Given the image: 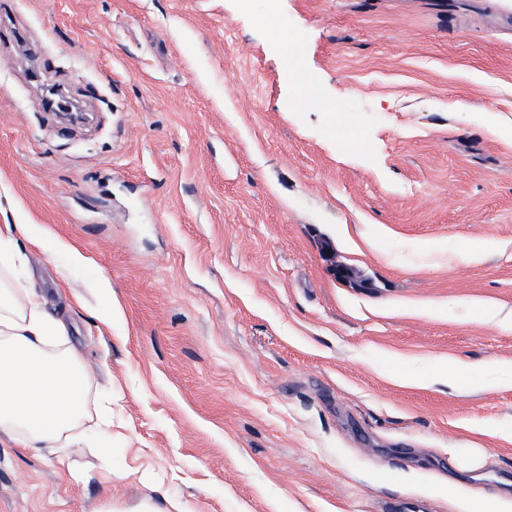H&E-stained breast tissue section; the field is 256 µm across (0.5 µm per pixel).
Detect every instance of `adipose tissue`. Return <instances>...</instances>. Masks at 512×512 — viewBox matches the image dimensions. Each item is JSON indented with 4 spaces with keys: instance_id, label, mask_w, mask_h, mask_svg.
<instances>
[{
    "instance_id": "1",
    "label": "adipose tissue",
    "mask_w": 512,
    "mask_h": 512,
    "mask_svg": "<svg viewBox=\"0 0 512 512\" xmlns=\"http://www.w3.org/2000/svg\"><path fill=\"white\" fill-rule=\"evenodd\" d=\"M28 231L10 224L0 235V432L66 467L85 440L86 421L95 415L109 422L112 406L90 413L92 371L68 348L61 320L45 310L36 285L14 274L25 260L17 239Z\"/></svg>"
}]
</instances>
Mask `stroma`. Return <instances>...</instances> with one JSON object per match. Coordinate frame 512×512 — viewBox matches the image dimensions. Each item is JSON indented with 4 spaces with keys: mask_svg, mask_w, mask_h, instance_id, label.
Instances as JSON below:
<instances>
[{
    "mask_svg": "<svg viewBox=\"0 0 512 512\" xmlns=\"http://www.w3.org/2000/svg\"><path fill=\"white\" fill-rule=\"evenodd\" d=\"M7 224L112 437L0 512L512 505V0H0Z\"/></svg>",
    "mask_w": 512,
    "mask_h": 512,
    "instance_id": "stroma-1",
    "label": "stroma"
}]
</instances>
